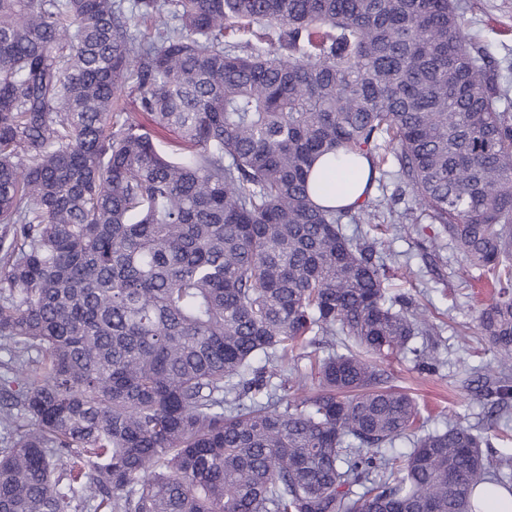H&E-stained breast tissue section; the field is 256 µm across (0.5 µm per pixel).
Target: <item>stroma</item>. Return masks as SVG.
<instances>
[{
    "label": "stroma",
    "mask_w": 512,
    "mask_h": 512,
    "mask_svg": "<svg viewBox=\"0 0 512 512\" xmlns=\"http://www.w3.org/2000/svg\"><path fill=\"white\" fill-rule=\"evenodd\" d=\"M467 31L472 40L486 48L493 65L500 70L512 65V0H463ZM390 226L391 255L398 262L409 263L414 271L412 283L402 290L426 307L437 324L428 348L437 360L433 372L422 370L412 355H397L384 367L394 385L408 388L429 417L431 426H441L452 416L463 424L477 423L484 399L473 386L464 382L465 372L474 366L490 365L494 356L481 339L478 315L490 302L475 286L460 288L462 262L440 238L439 249H432L430 239L437 237V225L431 224L412 195H402L392 209H379L374 224L361 225L363 235L375 236V224ZM416 225L418 232L404 236L394 232L397 224Z\"/></svg>",
    "instance_id": "35a3bbf8"
}]
</instances>
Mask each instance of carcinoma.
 Segmentation results:
<instances>
[{"mask_svg": "<svg viewBox=\"0 0 512 512\" xmlns=\"http://www.w3.org/2000/svg\"><path fill=\"white\" fill-rule=\"evenodd\" d=\"M500 98L458 0H0V512H480L476 494L512 495V456L483 452L512 419ZM338 155L395 164L497 286L483 425L426 430L390 383L393 355L433 368L411 343L434 323L388 295L384 241L345 231L388 199L315 202L313 166ZM318 336L359 351H307ZM141 120L152 129L157 145L170 156H177V153L180 152V140L177 134L166 129L154 127L146 116H141Z\"/></svg>", "mask_w": 512, "mask_h": 512, "instance_id": "carcinoma-1", "label": "carcinoma"}]
</instances>
